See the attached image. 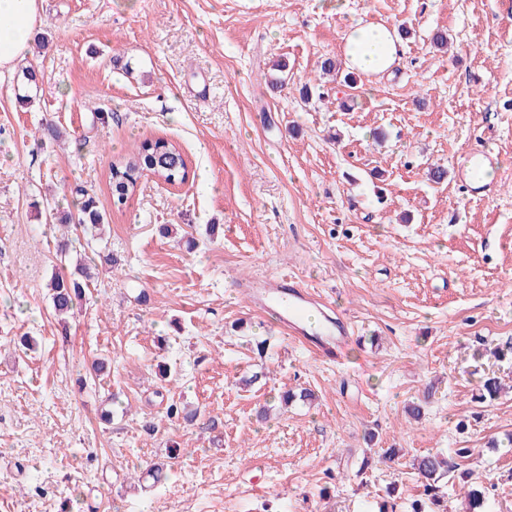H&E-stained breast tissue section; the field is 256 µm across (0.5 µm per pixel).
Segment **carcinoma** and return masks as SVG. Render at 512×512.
I'll return each instance as SVG.
<instances>
[{
	"instance_id": "obj_1",
	"label": "carcinoma",
	"mask_w": 512,
	"mask_h": 512,
	"mask_svg": "<svg viewBox=\"0 0 512 512\" xmlns=\"http://www.w3.org/2000/svg\"><path fill=\"white\" fill-rule=\"evenodd\" d=\"M154 177L171 186L184 184L189 178L187 160L179 146L165 138L144 141L138 150L118 156L109 167L108 185L112 201L117 209H122L135 195L140 180ZM80 198L76 202V211H66L59 220L63 224H75L79 227L99 226L104 223L103 215L98 211L94 197L83 189L76 190ZM91 280L88 267L79 263L70 277L57 273L48 284L55 312L63 315L74 310L84 295ZM418 477L424 487V495L429 501H416L412 512H433L432 507L439 505L436 483L448 473V460L438 454L422 456L414 463Z\"/></svg>"
}]
</instances>
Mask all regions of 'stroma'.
Instances as JSON below:
<instances>
[{"mask_svg":"<svg viewBox=\"0 0 512 512\" xmlns=\"http://www.w3.org/2000/svg\"><path fill=\"white\" fill-rule=\"evenodd\" d=\"M331 2L43 0L0 74V512H411L427 453L512 512V0ZM357 23L403 55L350 92L319 72ZM158 137L191 178L116 210L113 157ZM484 149L500 190L477 199L456 169ZM79 187L102 236L52 216ZM80 258L95 278L62 319L47 282ZM284 273L344 321L334 361L251 305Z\"/></svg>","mask_w":512,"mask_h":512,"instance_id":"stroma-1","label":"stroma"}]
</instances>
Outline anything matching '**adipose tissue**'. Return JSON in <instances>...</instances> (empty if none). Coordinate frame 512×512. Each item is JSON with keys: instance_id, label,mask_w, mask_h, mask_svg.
<instances>
[{"instance_id": "adipose-tissue-1", "label": "adipose tissue", "mask_w": 512, "mask_h": 512, "mask_svg": "<svg viewBox=\"0 0 512 512\" xmlns=\"http://www.w3.org/2000/svg\"><path fill=\"white\" fill-rule=\"evenodd\" d=\"M41 12L42 0H0V73L25 57ZM401 51L395 28L357 25L345 36L342 63L351 72L382 74L394 67Z\"/></svg>"}]
</instances>
